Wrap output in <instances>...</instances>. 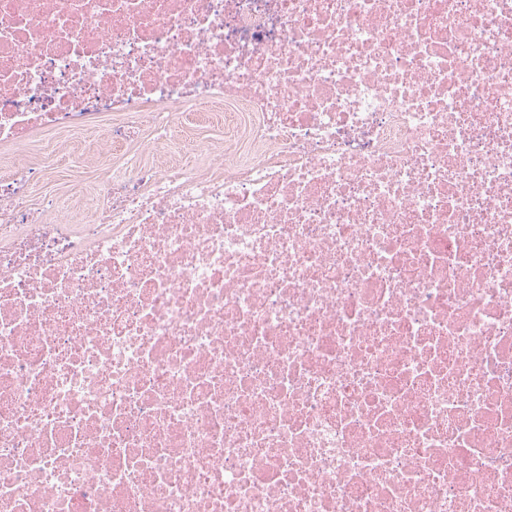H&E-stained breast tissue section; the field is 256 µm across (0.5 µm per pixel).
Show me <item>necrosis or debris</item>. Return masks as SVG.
<instances>
[{
  "label": "necrosis or debris",
  "mask_w": 512,
  "mask_h": 512,
  "mask_svg": "<svg viewBox=\"0 0 512 512\" xmlns=\"http://www.w3.org/2000/svg\"><path fill=\"white\" fill-rule=\"evenodd\" d=\"M0 512H512V0H0ZM211 118L207 122H198L193 114L184 112L173 131L170 151L182 163L190 166L201 165L204 148L213 145L224 151V110L223 112H207ZM50 160L51 170L49 178L39 184L35 193L53 192L58 194H66L70 190L72 184V172L70 167V159L72 151L69 144V137L63 134H45L38 147H34L32 152H21L20 158L25 161L37 159ZM124 151L127 150L126 146L123 147ZM111 150L108 153L102 152L97 147L91 146V148L85 153L84 159L86 162L85 172L86 176L90 179L97 177L101 173L118 167L122 163V153Z\"/></svg>",
  "instance_id": "1"
}]
</instances>
